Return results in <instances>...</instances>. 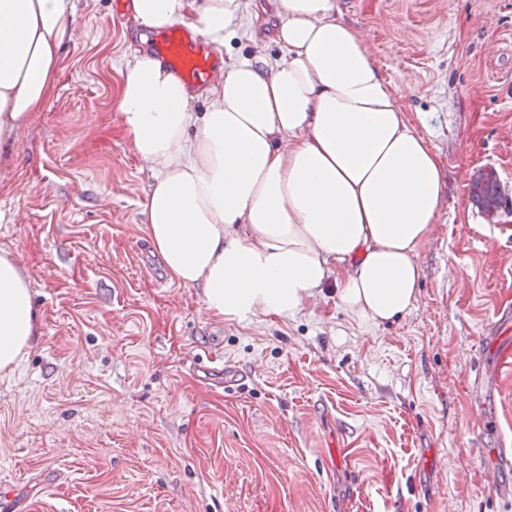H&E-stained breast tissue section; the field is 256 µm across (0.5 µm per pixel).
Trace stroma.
I'll return each instance as SVG.
<instances>
[{
  "mask_svg": "<svg viewBox=\"0 0 512 512\" xmlns=\"http://www.w3.org/2000/svg\"><path fill=\"white\" fill-rule=\"evenodd\" d=\"M75 2L57 89L0 161V250L40 323L0 376V512H512L476 454L512 448V352L489 340L512 314V0H336L445 181L419 302L372 330L332 298L226 323L168 280L144 234L152 173L117 126L138 35L125 0ZM245 2L220 57L276 60L271 0ZM500 187L496 173L481 170L472 182V200L481 208L484 195L495 194Z\"/></svg>",
  "mask_w": 512,
  "mask_h": 512,
  "instance_id": "1",
  "label": "stroma"
}]
</instances>
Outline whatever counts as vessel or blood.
<instances>
[{
    "instance_id": "obj_1",
    "label": "vessel or blood",
    "mask_w": 512,
    "mask_h": 512,
    "mask_svg": "<svg viewBox=\"0 0 512 512\" xmlns=\"http://www.w3.org/2000/svg\"><path fill=\"white\" fill-rule=\"evenodd\" d=\"M155 48L187 85L201 87L217 76L214 50L200 35L175 26L158 39Z\"/></svg>"
}]
</instances>
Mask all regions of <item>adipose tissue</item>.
<instances>
[{"mask_svg": "<svg viewBox=\"0 0 512 512\" xmlns=\"http://www.w3.org/2000/svg\"><path fill=\"white\" fill-rule=\"evenodd\" d=\"M244 10V0L126 2L134 30L181 24L218 45ZM74 12V0H0V160L56 90ZM276 17L284 57L226 66L203 112L136 49L118 116L153 171L144 231L169 280L200 289L216 319L285 321L331 288L354 321L377 327L416 306L442 165L335 0H277ZM38 334L28 277L2 250L0 373Z\"/></svg>", "mask_w": 512, "mask_h": 512, "instance_id": "obj_1", "label": "adipose tissue"}]
</instances>
